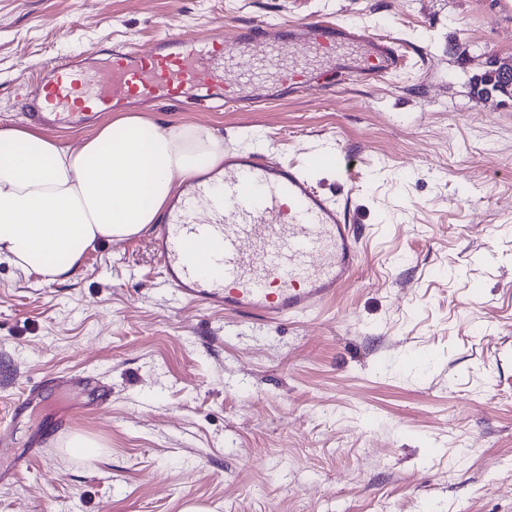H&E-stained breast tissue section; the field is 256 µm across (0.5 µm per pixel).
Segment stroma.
I'll return each mask as SVG.
<instances>
[{
  "mask_svg": "<svg viewBox=\"0 0 512 512\" xmlns=\"http://www.w3.org/2000/svg\"><path fill=\"white\" fill-rule=\"evenodd\" d=\"M312 16L409 45L378 83L240 111L132 103L310 170L344 206L363 263L334 301L267 322L202 309L161 283L151 232L88 251L66 280L0 262V512H512V0H0V126L18 84L71 54L105 71L216 23ZM40 397L21 398L34 383ZM67 435L31 442L54 418Z\"/></svg>",
  "mask_w": 512,
  "mask_h": 512,
  "instance_id": "35a3bbf8",
  "label": "stroma"
}]
</instances>
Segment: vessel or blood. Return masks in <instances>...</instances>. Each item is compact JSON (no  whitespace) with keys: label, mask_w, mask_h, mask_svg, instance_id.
Masks as SVG:
<instances>
[{"label":"vessel or blood","mask_w":512,"mask_h":512,"mask_svg":"<svg viewBox=\"0 0 512 512\" xmlns=\"http://www.w3.org/2000/svg\"><path fill=\"white\" fill-rule=\"evenodd\" d=\"M359 48L358 58L329 70L299 68L292 49L317 56ZM248 57L252 70L237 69ZM405 64L395 38L373 36L349 22L308 19L295 24L250 21L205 35L164 33L145 50L116 46L104 75L91 83L82 63L63 57L41 78L30 104L35 123L83 128L100 113L118 112L130 101L173 100L203 105L200 89L220 88L225 102L250 106L264 101L263 73L274 71L288 94L351 80L372 83ZM306 165H274L265 153L224 149L220 180L189 182L166 211L155 238L164 284L206 308L243 317L285 320L335 298L362 261L358 234L347 211L308 176Z\"/></svg>","instance_id":"1"}]
</instances>
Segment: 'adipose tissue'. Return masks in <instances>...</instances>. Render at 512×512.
I'll use <instances>...</instances> for the list:
<instances>
[{
  "mask_svg": "<svg viewBox=\"0 0 512 512\" xmlns=\"http://www.w3.org/2000/svg\"><path fill=\"white\" fill-rule=\"evenodd\" d=\"M223 164L209 129L138 115L102 124L76 149L31 128L0 127V261L67 279L88 250L156 223L175 177Z\"/></svg>",
  "mask_w": 512,
  "mask_h": 512,
  "instance_id": "adipose-tissue-1",
  "label": "adipose tissue"
}]
</instances>
